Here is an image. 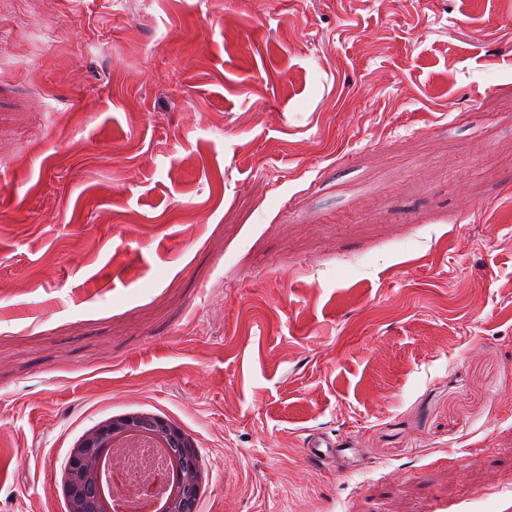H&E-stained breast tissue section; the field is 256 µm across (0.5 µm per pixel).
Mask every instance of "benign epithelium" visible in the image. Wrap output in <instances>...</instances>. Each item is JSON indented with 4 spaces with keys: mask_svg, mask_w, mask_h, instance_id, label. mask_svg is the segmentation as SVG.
<instances>
[{
    "mask_svg": "<svg viewBox=\"0 0 512 512\" xmlns=\"http://www.w3.org/2000/svg\"><path fill=\"white\" fill-rule=\"evenodd\" d=\"M143 429L169 443L180 463L179 487L168 499L166 512H194L205 481L197 446L193 438L174 422L149 412H137L100 423L75 444L63 478L68 512H89L87 491L98 483L100 476L97 449L110 447L124 434Z\"/></svg>",
    "mask_w": 512,
    "mask_h": 512,
    "instance_id": "obj_1",
    "label": "benign epithelium"
}]
</instances>
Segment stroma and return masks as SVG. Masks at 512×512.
<instances>
[{
  "instance_id": "stroma-1",
  "label": "stroma",
  "mask_w": 512,
  "mask_h": 512,
  "mask_svg": "<svg viewBox=\"0 0 512 512\" xmlns=\"http://www.w3.org/2000/svg\"><path fill=\"white\" fill-rule=\"evenodd\" d=\"M137 411L197 512H512V0H0V512ZM341 444L328 438L314 436L306 442L304 452L310 459H334ZM331 448V449H330Z\"/></svg>"
}]
</instances>
